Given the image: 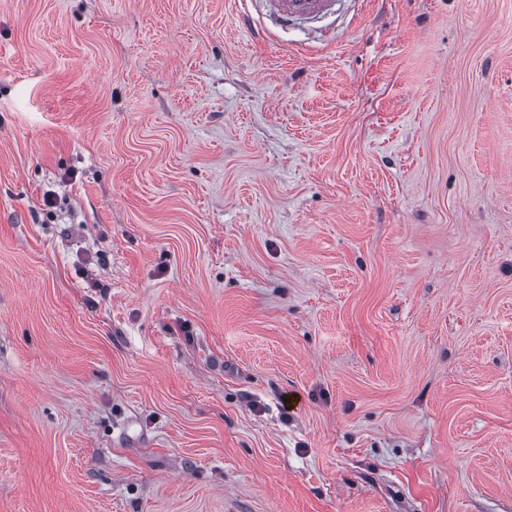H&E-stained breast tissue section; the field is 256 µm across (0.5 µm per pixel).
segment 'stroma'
I'll return each instance as SVG.
<instances>
[{
    "label": "stroma",
    "instance_id": "stroma-1",
    "mask_svg": "<svg viewBox=\"0 0 512 512\" xmlns=\"http://www.w3.org/2000/svg\"><path fill=\"white\" fill-rule=\"evenodd\" d=\"M265 23L0 0V512H512V0Z\"/></svg>",
    "mask_w": 512,
    "mask_h": 512
}]
</instances>
